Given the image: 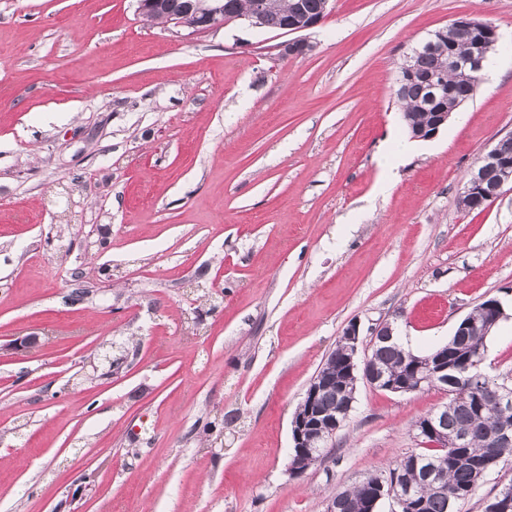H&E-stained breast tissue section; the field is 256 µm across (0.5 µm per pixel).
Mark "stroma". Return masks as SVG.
<instances>
[{"mask_svg":"<svg viewBox=\"0 0 512 512\" xmlns=\"http://www.w3.org/2000/svg\"><path fill=\"white\" fill-rule=\"evenodd\" d=\"M462 16L500 44L378 194L398 67ZM305 36L281 59L291 33L245 22L0 0V512H325L448 401L358 384L290 477L293 414L353 321L424 354L497 298L484 370L512 380V186L459 205L512 132V0H331Z\"/></svg>","mask_w":512,"mask_h":512,"instance_id":"stroma-1","label":"stroma"}]
</instances>
